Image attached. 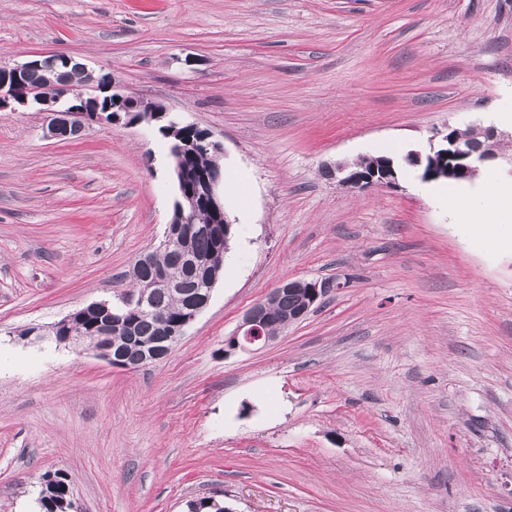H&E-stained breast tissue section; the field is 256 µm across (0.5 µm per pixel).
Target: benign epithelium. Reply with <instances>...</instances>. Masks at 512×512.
<instances>
[{
    "label": "benign epithelium",
    "instance_id": "1",
    "mask_svg": "<svg viewBox=\"0 0 512 512\" xmlns=\"http://www.w3.org/2000/svg\"><path fill=\"white\" fill-rule=\"evenodd\" d=\"M48 62L65 72L76 60L64 54H53L16 64L0 67V111L11 108H30L38 103L46 105L45 133L52 138H72L81 134L92 123L105 124V113H112V123L121 121L127 125L142 123L157 124L167 119V110L156 103L147 102L126 94L113 81L111 74H103L97 79V94L86 95L82 85L64 78L51 84L46 90L27 86L26 72ZM448 124L434 134L439 140V149L421 156L413 152L409 161L423 168V180H460L479 166L491 163L499 157L495 143L503 133L493 127H477L475 140L463 142L453 133ZM168 138L171 139L170 158L178 188V199L168 225L161 248L174 252L175 264L160 268L153 280L125 298V305L134 312L149 308L153 289L163 288L173 295L185 293V272L192 270L200 274V288L187 308L186 315L175 328H169L165 320L160 326L167 330V344L162 347H139L138 358L130 362L122 352H113L112 337L119 335L124 325V317L115 314L107 302H94L84 306L58 321L48 329L47 335H56L57 342L72 344L83 351H91L99 358L116 368L134 370L141 366L160 362L186 335L191 323L210 303L212 291L220 272L214 271L204 259L196 257L180 248L179 241L188 238L195 231L193 213L200 207H207L218 215L217 221L206 228L215 249L224 250L232 224L221 201L218 187L221 181L219 159L224 153L221 143L213 139L209 131H204L199 140H187L180 133V124H169ZM203 150L211 155L212 165L204 171H193L186 165V157L192 150ZM328 173L336 176V181L351 188L390 185L395 181L393 166L362 171L346 162H338L328 167ZM300 295V307L291 323L304 320L314 310L318 301L331 291L329 285L318 281L285 280L277 288L255 303L243 316L237 333L224 341V351L247 350L265 345L273 340L267 333V324L276 302L284 292ZM94 314L96 325L88 336L74 335L70 326L78 316Z\"/></svg>",
    "mask_w": 512,
    "mask_h": 512
}]
</instances>
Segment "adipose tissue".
Here are the masks:
<instances>
[{
  "mask_svg": "<svg viewBox=\"0 0 512 512\" xmlns=\"http://www.w3.org/2000/svg\"><path fill=\"white\" fill-rule=\"evenodd\" d=\"M432 198L447 204L453 223L468 225L476 236L512 239V185L491 169L483 170L477 185L433 190Z\"/></svg>",
  "mask_w": 512,
  "mask_h": 512,
  "instance_id": "1",
  "label": "adipose tissue"
}]
</instances>
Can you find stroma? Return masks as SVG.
Masks as SVG:
<instances>
[{
    "mask_svg": "<svg viewBox=\"0 0 512 512\" xmlns=\"http://www.w3.org/2000/svg\"><path fill=\"white\" fill-rule=\"evenodd\" d=\"M65 53L224 147L209 305L136 370L20 339L119 302L177 196L153 125L46 137L0 111V512L68 475L79 512H512V243L417 191L409 151L512 87V0H0V65ZM400 161L355 190L328 165ZM336 282L225 352L284 280Z\"/></svg>",
    "mask_w": 512,
    "mask_h": 512,
    "instance_id": "1",
    "label": "stroma"
}]
</instances>
